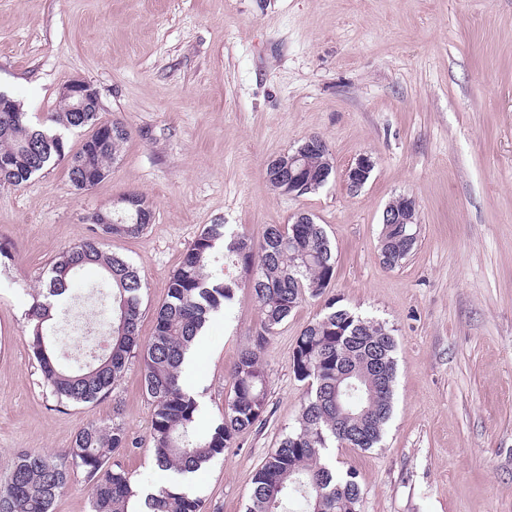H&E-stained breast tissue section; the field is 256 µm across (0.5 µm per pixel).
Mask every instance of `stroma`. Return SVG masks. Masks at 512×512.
<instances>
[{
    "instance_id": "obj_1",
    "label": "stroma",
    "mask_w": 512,
    "mask_h": 512,
    "mask_svg": "<svg viewBox=\"0 0 512 512\" xmlns=\"http://www.w3.org/2000/svg\"><path fill=\"white\" fill-rule=\"evenodd\" d=\"M80 78L101 120L130 131L108 176L76 192L66 163L19 188L0 186V480L16 455L66 462L91 422L123 425L134 444L113 468L146 490L164 484L149 450L152 406L131 360L97 402H59L28 348L27 311L65 248L91 237L94 213L130 192L154 217L107 252L146 281L140 335L206 225L260 245L265 228L309 213L336 256L324 297L303 301L262 352L268 409L195 485L206 512H245L256 471L297 424L305 385L292 372L302 329L328 298L377 319L397 343L393 410L380 447L333 448L352 471L360 512H512V0H0V92L48 124ZM335 171L302 196L272 190L268 162L311 136ZM375 167L351 193L342 173ZM417 206L405 263L380 259L382 213ZM102 271L71 282L54 334L85 356L75 324L100 311ZM249 289L211 317L183 380L220 417L242 349L260 328ZM375 161L371 155H360L355 163L349 165L343 173L344 181L352 193H357L369 180Z\"/></svg>"
}]
</instances>
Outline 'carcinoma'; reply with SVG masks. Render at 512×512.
Wrapping results in <instances>:
<instances>
[{"label": "carcinoma", "instance_id": "1", "mask_svg": "<svg viewBox=\"0 0 512 512\" xmlns=\"http://www.w3.org/2000/svg\"><path fill=\"white\" fill-rule=\"evenodd\" d=\"M53 122L66 130L90 126L96 132L73 151L61 133L30 126L24 112L0 120V185L19 187L64 161L72 186L83 190L86 177L110 170L130 137L123 123L103 121L97 112H69L64 102ZM129 198L123 210L112 213V223L96 226L95 236L62 250L52 263L28 310V343L44 383L60 402L70 404L105 396L132 354L139 353L143 390L153 408L150 451L160 470L185 475L223 457L237 435L263 420L268 394L261 350L306 298L324 295L336 275V256L321 224L270 225L257 251L247 239L227 232L226 225L210 224L169 278L166 299L155 310L153 334L143 343L144 281L132 264L102 247L105 238H134L147 228L137 217L152 206L141 195ZM88 265L104 270L111 290L109 330L105 346L71 368L49 338L48 321L62 311L73 275ZM239 265L256 268L246 287L261 313V326L234 365L224 413L202 433V407L182 384V364L209 318L235 297L240 284L227 271ZM395 347L382 324L336 306L334 299L305 326L296 340L292 369L307 386L306 399L297 425L255 473L245 512H288L295 494L303 498L305 512H358L356 474L337 471L325 452L335 444L367 451L380 443L392 413ZM350 371L357 374L350 380L354 388L338 380ZM128 446L129 436L119 423L93 422L76 433L68 455L87 476L91 512H204L200 492H185L173 482L147 494L146 510L137 508L138 491L128 473L109 465L112 454ZM68 482L66 465L40 452L21 451L0 484V512H52Z\"/></svg>", "mask_w": 512, "mask_h": 512}]
</instances>
